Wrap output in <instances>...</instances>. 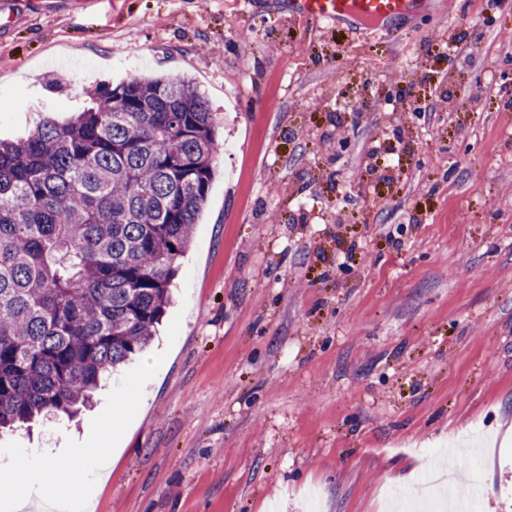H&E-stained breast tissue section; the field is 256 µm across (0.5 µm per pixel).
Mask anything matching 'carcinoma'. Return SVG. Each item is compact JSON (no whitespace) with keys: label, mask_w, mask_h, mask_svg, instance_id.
Instances as JSON below:
<instances>
[{"label":"carcinoma","mask_w":512,"mask_h":512,"mask_svg":"<svg viewBox=\"0 0 512 512\" xmlns=\"http://www.w3.org/2000/svg\"><path fill=\"white\" fill-rule=\"evenodd\" d=\"M215 149L204 94L172 75L0 140V429L73 418L149 345Z\"/></svg>","instance_id":"obj_1"}]
</instances>
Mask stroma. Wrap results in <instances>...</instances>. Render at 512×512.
I'll return each instance as SVG.
<instances>
[{"label": "stroma", "instance_id": "1", "mask_svg": "<svg viewBox=\"0 0 512 512\" xmlns=\"http://www.w3.org/2000/svg\"><path fill=\"white\" fill-rule=\"evenodd\" d=\"M157 73L219 126L175 303L77 421L0 434V512H305L312 486L382 512L428 451L485 455L480 512H512V0L354 32L277 0H30L0 138Z\"/></svg>", "mask_w": 512, "mask_h": 512}]
</instances>
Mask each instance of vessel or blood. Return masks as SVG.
Wrapping results in <instances>:
<instances>
[{
    "instance_id": "1",
    "label": "vessel or blood",
    "mask_w": 512,
    "mask_h": 512,
    "mask_svg": "<svg viewBox=\"0 0 512 512\" xmlns=\"http://www.w3.org/2000/svg\"><path fill=\"white\" fill-rule=\"evenodd\" d=\"M423 0H288L289 10L327 25L373 18L392 26L420 12Z\"/></svg>"
}]
</instances>
